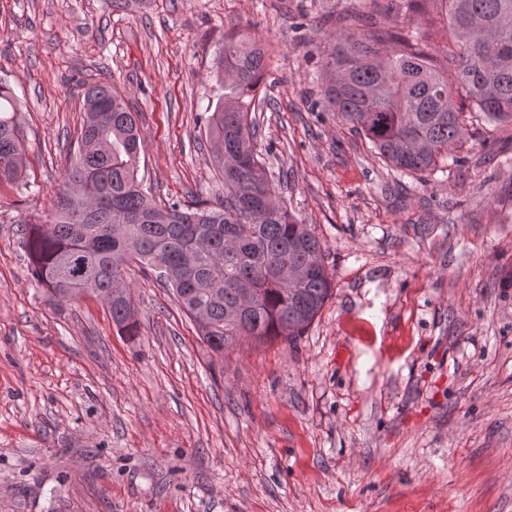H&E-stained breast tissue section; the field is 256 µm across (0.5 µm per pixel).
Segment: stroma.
<instances>
[{
  "mask_svg": "<svg viewBox=\"0 0 512 512\" xmlns=\"http://www.w3.org/2000/svg\"><path fill=\"white\" fill-rule=\"evenodd\" d=\"M370 0H0V79L23 183L0 185V512H512V122L403 175L312 111L329 38ZM264 50L258 152L322 242L333 295L295 342L211 352L157 273L128 278L138 334L101 301L57 308L20 217L47 216L111 78L157 203L217 202L199 117L226 32Z\"/></svg>",
  "mask_w": 512,
  "mask_h": 512,
  "instance_id": "35a3bbf8",
  "label": "stroma"
}]
</instances>
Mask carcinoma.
<instances>
[{
  "instance_id": "cac0c4a2",
  "label": "carcinoma",
  "mask_w": 512,
  "mask_h": 512,
  "mask_svg": "<svg viewBox=\"0 0 512 512\" xmlns=\"http://www.w3.org/2000/svg\"><path fill=\"white\" fill-rule=\"evenodd\" d=\"M426 3L425 23L405 33L345 35L325 62L331 76L323 106L369 141L403 175L435 170L462 145L479 120L512 121V0H386L377 13ZM454 83L434 66L428 42L439 23ZM262 50L237 34L224 36L215 77L224 102L207 118L219 146L224 199L183 209L159 205L139 175L142 137L136 113L106 82L83 92L81 147L47 219H24L23 247L37 284L63 307L81 294L102 301L112 322L136 336L127 275L132 265L159 271L199 336L217 354L242 338L293 342L332 296L323 247L278 197L256 152L258 125L250 112L265 76ZM470 101L466 115L459 100ZM18 97L0 80V183L18 181L27 143ZM255 288L244 303L238 286Z\"/></svg>"
}]
</instances>
